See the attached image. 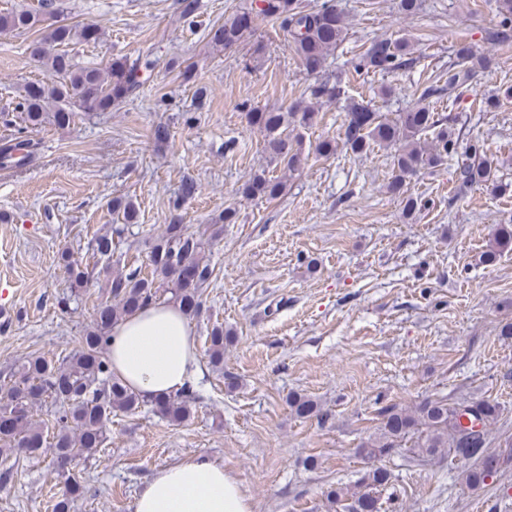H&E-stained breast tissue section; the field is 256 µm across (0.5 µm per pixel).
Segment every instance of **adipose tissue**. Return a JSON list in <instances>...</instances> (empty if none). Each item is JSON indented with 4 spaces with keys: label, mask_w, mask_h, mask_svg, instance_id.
Masks as SVG:
<instances>
[{
    "label": "adipose tissue",
    "mask_w": 512,
    "mask_h": 512,
    "mask_svg": "<svg viewBox=\"0 0 512 512\" xmlns=\"http://www.w3.org/2000/svg\"><path fill=\"white\" fill-rule=\"evenodd\" d=\"M112 372L147 396L189 384L199 352L188 319L157 302L114 325L109 349ZM134 512H253L249 497L222 463L193 456L156 471L138 494Z\"/></svg>",
    "instance_id": "1"
}]
</instances>
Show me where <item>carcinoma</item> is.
I'll use <instances>...</instances> for the list:
<instances>
[{"label":"carcinoma","instance_id":"carcinoma-1","mask_svg":"<svg viewBox=\"0 0 512 512\" xmlns=\"http://www.w3.org/2000/svg\"><path fill=\"white\" fill-rule=\"evenodd\" d=\"M62 7L60 0H44L41 9H13L0 12V31L32 33L29 44L32 57L38 59L48 77L27 82L17 103L24 114L25 126L18 134L0 139V166L20 168L32 161L39 141L31 133L46 124L58 128L70 126L77 113L92 117L110 112L122 104L143 84L141 75L151 70L148 57L134 60L115 58L108 68L80 66L74 62L70 47L77 43L96 44L104 31L88 24H48L45 11ZM498 12L504 30L492 34L498 43L512 39V0H498ZM278 25L289 41L300 64L309 75H319L329 52L341 44L347 34L344 14L336 9L333 0H324L319 8L304 10L295 0H252L250 8L234 14L223 24L211 29V42L216 46L237 43L250 35L257 22ZM415 64L410 57L406 38L374 40L353 63L355 71L380 73L409 69ZM492 58L475 54L469 48L457 51V62L448 67L443 84L423 88L419 102L388 120L369 106L351 101L336 139H325L316 147V153L328 157L338 147L353 154H361L373 145H395L396 175L390 182L392 191L401 193L406 178L422 170L437 168L455 159V176L459 192L490 180L493 158L484 144L474 139L461 144L448 119L434 112L426 100L439 98L444 92H463L478 72L492 69ZM311 96L340 101L346 97V85L341 80L321 81L310 88ZM313 110L296 102L289 107L271 111L251 110L248 122L263 132L265 150L276 164L288 171L297 169L300 154L295 148L296 138L288 133L290 127L307 126L313 120ZM285 189L283 181L265 173L254 174L241 188L247 198L273 201ZM114 212L126 224L137 219V210L130 201L115 200ZM124 229L116 226L109 234L94 238L92 254L112 256ZM222 228L207 227L190 233L182 224L180 215H173L163 233L152 245L148 260L151 272L135 269L129 273L115 272L107 278L109 299L95 309L91 329L81 337L77 350L59 361L45 356H31L21 369L13 372L4 384L0 396V447L20 451L28 456L44 449L52 453L63 490L52 505L53 512H69L72 501L86 496L88 488L77 468L80 462L105 449L108 440L107 423L116 412L135 413L148 406L158 417L183 423L192 415L196 400L193 386L163 397H146L112 374L109 343L112 327L160 299L180 309L187 317H195L204 307L203 288L214 276V267L205 260V250L217 238ZM512 247V225L500 226L491 249L486 252L492 262L497 255ZM58 259L69 274L70 288L80 293L90 282L89 264L74 258L64 249ZM233 336L224 326H213L207 337L206 354L211 367L221 373L229 389L237 386L236 377L224 371V348ZM59 404L54 431L34 420V411L46 399ZM288 404L294 413L307 418L317 412V404L309 397L293 395ZM472 409V426L461 422V406ZM501 414L498 402L488 399L448 402L446 397L427 398L414 409L396 404L380 408V425L376 436L363 443L358 452L381 461L397 452L404 443H411V452L420 458L448 455L454 459L468 455L473 449L477 463L460 473V479L470 490L486 484L501 470L512 465V440L505 443L509 453L502 449L487 451L488 427ZM391 473L383 466H374L351 489L336 487L327 493L331 503L345 502L346 512H380L374 490L388 485Z\"/></svg>","mask_w":512,"mask_h":512}]
</instances>
